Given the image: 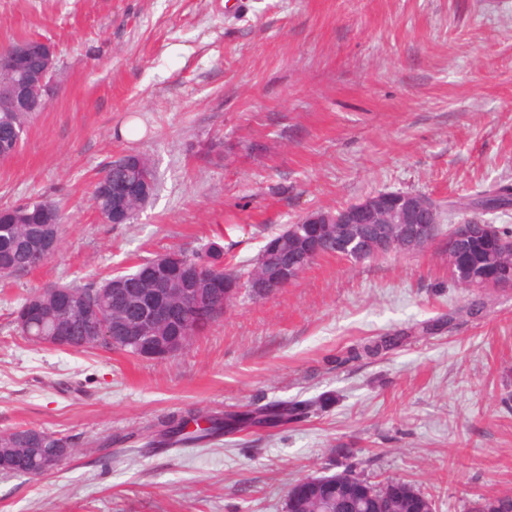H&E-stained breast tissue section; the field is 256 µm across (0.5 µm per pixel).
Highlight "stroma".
Masks as SVG:
<instances>
[{
	"label": "stroma",
	"instance_id": "obj_1",
	"mask_svg": "<svg viewBox=\"0 0 512 512\" xmlns=\"http://www.w3.org/2000/svg\"><path fill=\"white\" fill-rule=\"evenodd\" d=\"M23 38L53 46L57 94L0 161V208L48 198L64 223L50 262L0 282V433L74 453L0 472V512H287L291 486L348 467L434 512L512 492V286L455 282L440 243L320 258L165 360L48 349L13 316L36 289L228 224L238 267L314 211L389 191L444 208L512 183V0H0V49ZM126 154L157 188L134 223L105 224L94 183ZM385 335L392 350L353 358ZM296 402L308 413L289 416ZM190 409L244 421L161 442L158 420ZM14 437V447H11V433L0 434V470H9L13 459L18 454L25 452L27 448H50L45 450L34 471L29 472L28 476H39L51 472L60 467L72 454V448L67 443L64 448H56L58 442L67 440L58 437L56 434L37 430L22 429L12 433ZM68 441V440H67ZM5 448L4 453L2 449ZM35 472V473H34Z\"/></svg>",
	"mask_w": 512,
	"mask_h": 512
}]
</instances>
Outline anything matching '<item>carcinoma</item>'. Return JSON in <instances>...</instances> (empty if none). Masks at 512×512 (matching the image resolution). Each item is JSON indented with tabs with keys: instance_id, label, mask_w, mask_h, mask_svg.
Returning a JSON list of instances; mask_svg holds the SVG:
<instances>
[{
	"instance_id": "cac0c4a2",
	"label": "carcinoma",
	"mask_w": 512,
	"mask_h": 512,
	"mask_svg": "<svg viewBox=\"0 0 512 512\" xmlns=\"http://www.w3.org/2000/svg\"><path fill=\"white\" fill-rule=\"evenodd\" d=\"M32 118L31 113L15 111L9 99L0 97V127L8 121L23 134ZM154 191L155 177L148 160L140 155H123L113 160L97 179L93 200L98 212L120 215L129 223L150 200ZM511 192V183L500 182L481 194L448 202V209L470 212L482 203L497 201L504 194ZM61 228V214L58 208L47 200L0 209V277H10L45 264L59 251ZM340 228L339 224L300 225L301 235L288 240L284 259L288 261L289 266L300 272L305 271L317 258L329 255L336 250L330 238ZM475 228H477L476 232L461 240L460 250L454 256L453 277L459 282H479L485 279L490 272L492 258L504 256V252L509 250V244L512 243V231L496 227L490 231L482 230L478 224ZM234 229L235 225H227L222 235L190 254L175 252L179 260L163 267L149 258L136 265L135 270L131 272H118L99 282L71 284L69 288L105 311L114 324L132 321L141 305H160L174 310L177 318L164 323L157 335L183 348L224 315V289L209 290L204 285H199V288L209 294V299L215 308L205 309L194 316H188L182 307L176 305L162 291L159 282L166 280L174 285L184 281L191 282L198 270L202 269L212 279L224 278L230 282L242 279L250 293L260 294V288H258L260 273L245 267L230 271L224 269L225 251L221 241ZM35 231L46 232L51 236L48 250L41 254L36 253L29 245V237ZM117 280L123 282L124 291L114 294L111 292L112 282ZM31 299L42 302V312L28 319V328L20 329L25 336L41 328L46 330L50 326L49 315L52 307L50 297L47 296L44 288L26 297V301L16 310V318L24 316L26 302ZM67 335L66 346L71 350L105 347L133 356L140 353L136 343L123 339L113 342L106 339L97 342L81 341L83 332L80 318L71 323ZM395 343V337L381 336L364 345L363 353L378 356ZM200 416L202 412L191 410L183 414H172L160 422L161 432L176 443H201L235 429L238 424L234 419L208 414L206 415L207 427L186 431L188 424L198 421ZM13 437L16 448H54L58 442L62 441V438L54 433L37 429L17 430L13 432ZM371 488V496L360 503L354 512H382L387 494L392 491L413 500L422 498L426 502L429 501V498L422 497V494L405 483L388 482L382 487L373 484ZM288 512H339V510L334 497L329 501H317L312 504L310 511L300 510L297 508L294 496L290 494L288 495Z\"/></svg>"
}]
</instances>
